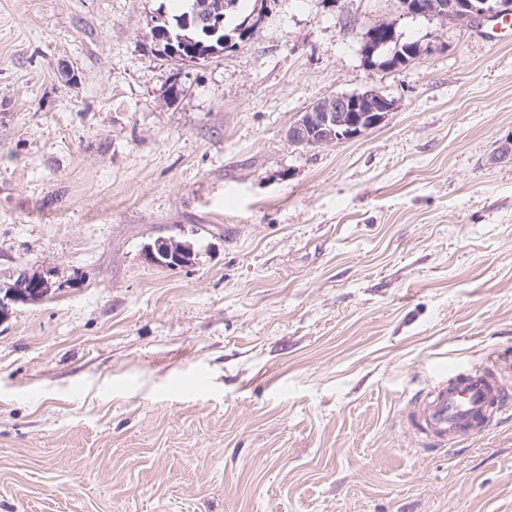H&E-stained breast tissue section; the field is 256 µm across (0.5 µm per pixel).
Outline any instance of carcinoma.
Here are the masks:
<instances>
[{"label":"carcinoma","instance_id":"cac0c4a2","mask_svg":"<svg viewBox=\"0 0 512 512\" xmlns=\"http://www.w3.org/2000/svg\"><path fill=\"white\" fill-rule=\"evenodd\" d=\"M198 12L214 15L225 19L229 15L241 17L250 16L253 11L247 7V0H187L186 6L178 14L163 17L155 22L149 30L151 40L164 37L173 40L174 44L182 49V54L189 59H205L224 51L225 44L231 38L242 39L243 35L237 32L242 22L233 27L221 25L219 31L213 35L203 33L194 24V16Z\"/></svg>","mask_w":512,"mask_h":512}]
</instances>
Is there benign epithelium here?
<instances>
[{"instance_id": "benign-epithelium-1", "label": "benign epithelium", "mask_w": 512, "mask_h": 512, "mask_svg": "<svg viewBox=\"0 0 512 512\" xmlns=\"http://www.w3.org/2000/svg\"><path fill=\"white\" fill-rule=\"evenodd\" d=\"M442 22L491 23L506 12H512V0H484L475 5L468 0H424L412 5ZM395 42L393 27L380 24L367 37L364 54L367 62L388 69L404 66L418 55V47H406L395 51L390 45ZM396 101L378 91L365 90L351 94H336L315 101L288 130V140L296 146L320 147L341 140L356 138L365 130L381 123L388 113L394 111ZM148 259L160 266L179 268L194 262V251L190 244L175 238L156 241L148 247ZM56 283L51 272L23 273L19 281L7 287L5 297H0V318L8 313V303L39 301L50 295Z\"/></svg>"}]
</instances>
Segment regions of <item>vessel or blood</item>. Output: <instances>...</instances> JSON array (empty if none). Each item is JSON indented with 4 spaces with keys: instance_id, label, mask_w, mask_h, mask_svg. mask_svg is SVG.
Returning <instances> with one entry per match:
<instances>
[{
    "instance_id": "b4317fda",
    "label": "vessel or blood",
    "mask_w": 512,
    "mask_h": 512,
    "mask_svg": "<svg viewBox=\"0 0 512 512\" xmlns=\"http://www.w3.org/2000/svg\"><path fill=\"white\" fill-rule=\"evenodd\" d=\"M512 362L495 359L486 366L440 372L413 397L409 428L422 446L446 448L473 435L477 421L498 415L512 387Z\"/></svg>"
}]
</instances>
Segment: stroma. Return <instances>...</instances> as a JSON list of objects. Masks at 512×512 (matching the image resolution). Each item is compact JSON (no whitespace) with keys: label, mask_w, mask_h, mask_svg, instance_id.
Segmentation results:
<instances>
[{"label":"stroma","mask_w":512,"mask_h":512,"mask_svg":"<svg viewBox=\"0 0 512 512\" xmlns=\"http://www.w3.org/2000/svg\"><path fill=\"white\" fill-rule=\"evenodd\" d=\"M173 0H0V512H512V419L418 446L409 399L512 356V33L263 0L197 61ZM389 23L426 51L361 57ZM178 96H170L171 85ZM397 107L287 138L314 101ZM192 266L153 264L157 239ZM379 25V28L368 35L364 44V54L368 63L394 69L408 64L419 55L417 46L406 47L403 51L398 46L397 53V49L388 48L396 41L393 27L389 23ZM395 108L394 99L375 90L320 98L299 113L288 140L296 146L320 147L356 138ZM146 255L154 264L171 268L186 267L194 262L192 246L175 238L157 240L148 247ZM13 284L7 287L5 299L12 303H28L42 300L50 295L56 283L51 279V271L42 273L23 272ZM20 278V281L18 279ZM26 283H29L27 287ZM23 288H28L27 291Z\"/></svg>","instance_id":"35a3bbf8"}]
</instances>
